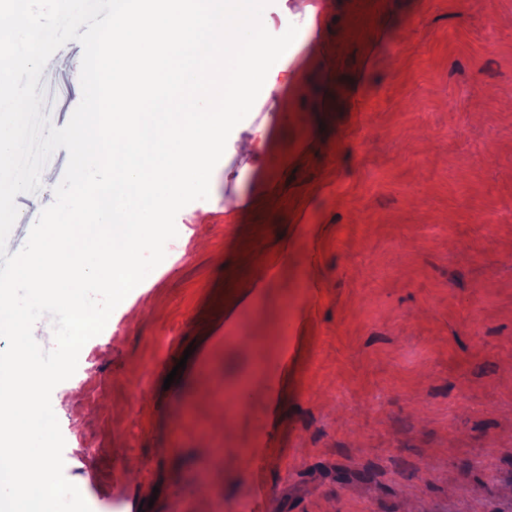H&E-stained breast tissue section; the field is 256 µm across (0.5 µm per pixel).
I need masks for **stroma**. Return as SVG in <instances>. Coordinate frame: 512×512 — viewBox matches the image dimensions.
Masks as SVG:
<instances>
[{"label": "stroma", "mask_w": 512, "mask_h": 512, "mask_svg": "<svg viewBox=\"0 0 512 512\" xmlns=\"http://www.w3.org/2000/svg\"><path fill=\"white\" fill-rule=\"evenodd\" d=\"M335 2L265 8L272 34L306 33L280 63L287 111L257 98L137 319L116 307L81 349L57 419L83 498L512 512V0ZM81 53L49 61L59 128ZM67 161L55 151L42 190L16 196L14 249Z\"/></svg>", "instance_id": "obj_1"}]
</instances>
